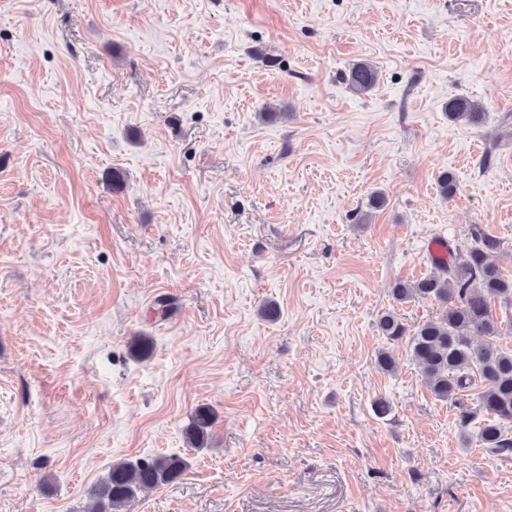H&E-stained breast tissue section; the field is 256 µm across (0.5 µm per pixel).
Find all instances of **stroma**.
Returning a JSON list of instances; mask_svg holds the SVG:
<instances>
[{
    "label": "stroma",
    "instance_id": "1",
    "mask_svg": "<svg viewBox=\"0 0 512 512\" xmlns=\"http://www.w3.org/2000/svg\"><path fill=\"white\" fill-rule=\"evenodd\" d=\"M476 226L511 276L512 0H0V512L157 454L190 466L131 512H512L407 346L376 365L380 315L439 314L393 281ZM344 80L354 91L366 93L376 85L378 72L373 64L360 62L349 68V74ZM446 108L448 117L451 120L463 121L473 126L481 125L486 116L483 107L467 97H454L450 99ZM215 415L208 406H198L191 414L188 425L184 428V438L188 448L200 451L207 448L211 438V429Z\"/></svg>",
    "mask_w": 512,
    "mask_h": 512
}]
</instances>
